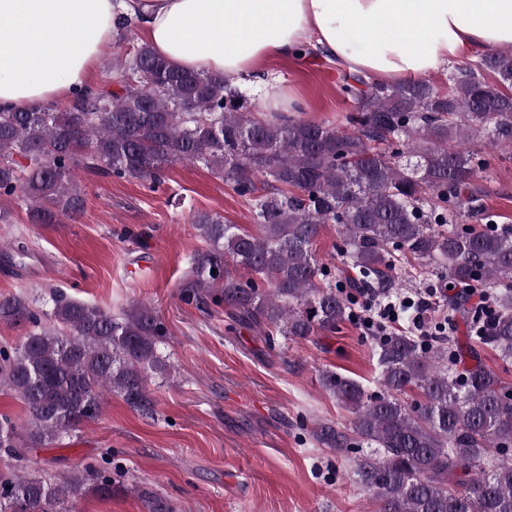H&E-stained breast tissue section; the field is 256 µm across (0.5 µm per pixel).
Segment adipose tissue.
<instances>
[{
	"mask_svg": "<svg viewBox=\"0 0 512 512\" xmlns=\"http://www.w3.org/2000/svg\"><path fill=\"white\" fill-rule=\"evenodd\" d=\"M147 42L174 66L254 74L319 51L350 72L425 78L512 44V0H135ZM116 0H0V108L70 99L114 42Z\"/></svg>",
	"mask_w": 512,
	"mask_h": 512,
	"instance_id": "1",
	"label": "adipose tissue"
}]
</instances>
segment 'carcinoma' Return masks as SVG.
Wrapping results in <instances>:
<instances>
[{"mask_svg": "<svg viewBox=\"0 0 512 512\" xmlns=\"http://www.w3.org/2000/svg\"><path fill=\"white\" fill-rule=\"evenodd\" d=\"M137 22L117 11L116 38ZM113 68L122 71L118 92L89 86L61 109L0 110V198L25 199L30 223L84 209L78 169L158 186L170 164H202L253 201L256 232L217 213L196 215L206 247L180 290L185 304L310 341L351 320L365 291L393 293L396 267L410 256L444 272L441 287L492 297L478 343L512 362V231L471 225L492 219L473 184L486 162L470 149L484 135L512 149V49L456 68L444 93L423 79L389 84L345 72L339 91L356 103L348 131L300 115L258 120L224 76L179 69L146 43ZM327 224L343 238L355 277L317 260L313 245ZM50 295L48 312L24 294L0 296V322L27 328L21 346H0V390L27 410L22 427L0 415V451L19 463L0 470V512H68L90 490L111 494L110 457L59 482L23 463L73 437L108 395L155 411L147 381L162 371L167 336L157 311L139 303L113 313L58 289ZM433 340L429 347L405 331L375 337L376 396L324 371V387L353 418L318 420L312 436L338 454L359 450L355 482L376 512H512V388L475 350L476 364L458 372L461 349ZM408 390L420 399L406 403ZM139 496L148 512H175L149 489Z\"/></svg>", "mask_w": 512, "mask_h": 512, "instance_id": "obj_1", "label": "carcinoma"}]
</instances>
